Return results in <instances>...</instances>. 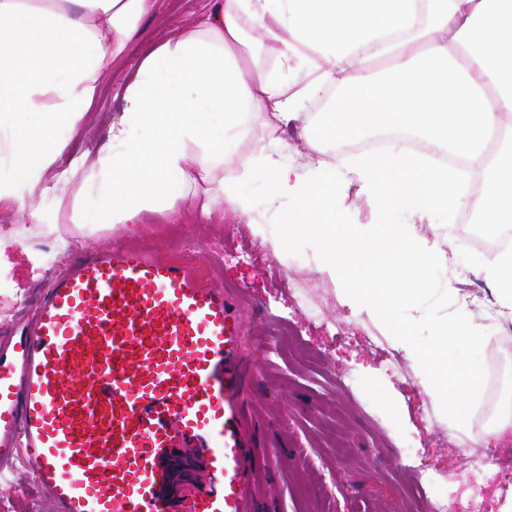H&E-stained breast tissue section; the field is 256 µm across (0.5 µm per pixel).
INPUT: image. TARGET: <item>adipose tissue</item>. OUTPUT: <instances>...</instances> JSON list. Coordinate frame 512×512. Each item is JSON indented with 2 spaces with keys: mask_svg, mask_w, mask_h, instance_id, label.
I'll use <instances>...</instances> for the list:
<instances>
[{
  "mask_svg": "<svg viewBox=\"0 0 512 512\" xmlns=\"http://www.w3.org/2000/svg\"><path fill=\"white\" fill-rule=\"evenodd\" d=\"M154 0H0V162L25 178L48 175L57 152L46 124L17 133L20 112L45 113V100L69 124L93 103L102 74ZM213 0L194 26L175 32L125 87L97 166L81 191L94 208L87 224H126L171 208L202 188L207 205L250 201L224 179L253 114L285 127L300 97L329 83L348 87L326 137H355L394 124L475 162L482 196L463 200L458 177L395 146L357 165L379 207L425 215L468 203L488 227L512 223V142L489 149L487 135L512 114V0ZM285 61L321 52L325 67L300 93L238 52L247 30ZM387 62L382 78L372 59Z\"/></svg>",
  "mask_w": 512,
  "mask_h": 512,
  "instance_id": "ef3b65f1",
  "label": "adipose tissue"
}]
</instances>
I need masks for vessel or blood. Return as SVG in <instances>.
Returning <instances> with one entry per match:
<instances>
[{
    "label": "vessel or blood",
    "mask_w": 512,
    "mask_h": 512,
    "mask_svg": "<svg viewBox=\"0 0 512 512\" xmlns=\"http://www.w3.org/2000/svg\"><path fill=\"white\" fill-rule=\"evenodd\" d=\"M237 293L119 243L79 253L0 349V457L56 512H260Z\"/></svg>",
    "instance_id": "vessel-or-blood-1"
}]
</instances>
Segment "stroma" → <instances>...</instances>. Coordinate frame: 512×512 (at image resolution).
<instances>
[{"label":"stroma","mask_w":512,"mask_h":512,"mask_svg":"<svg viewBox=\"0 0 512 512\" xmlns=\"http://www.w3.org/2000/svg\"><path fill=\"white\" fill-rule=\"evenodd\" d=\"M210 8V0H155L154 12L139 20L126 46L101 77L97 100L77 125L54 121L50 132L59 145L51 171L39 183L0 172L24 201L0 209V345L16 328L32 323L47 281L85 248L120 241L170 261L190 265L200 279L241 292L246 345L254 359L249 390L259 451L276 473L263 493L268 512H401L400 486L393 475L398 459L386 440L426 449L429 463L449 485L462 481V459L492 447L488 428L476 417L458 426L425 392L416 357L389 335L376 314L343 291L313 250L289 265L270 227L283 205L274 199L247 213L224 205L204 215L190 197L173 210L146 212L132 224H82L80 185L97 163L108 128L122 112V92L142 58L177 30L192 26ZM306 53L282 62L260 57L259 65L289 91H297L319 65ZM336 97H313L288 127L272 128L263 117L250 119L237 155L224 166L229 182L244 179L252 165L256 140L271 142L281 164L310 173L321 163L346 167L340 205L361 229L374 225L377 211L363 190L354 165L363 158L354 141L324 138ZM410 234L445 256L443 283L452 309L493 333L487 308L497 299L496 283L478 266L484 253L460 241L447 214L407 217ZM325 318L311 320L308 304ZM383 337L391 359L369 344ZM354 373V389L340 388ZM7 480L0 485V512H54L48 493L19 462L0 460Z\"/></svg>","instance_id":"35a3bbf8"}]
</instances>
